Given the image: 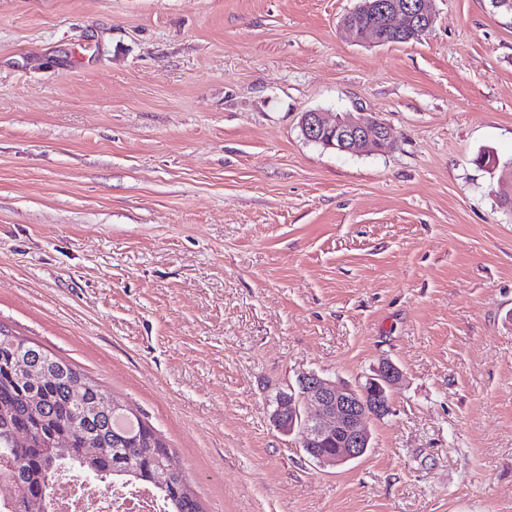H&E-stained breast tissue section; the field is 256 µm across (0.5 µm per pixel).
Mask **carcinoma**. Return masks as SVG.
I'll return each instance as SVG.
<instances>
[{
	"label": "carcinoma",
	"mask_w": 512,
	"mask_h": 512,
	"mask_svg": "<svg viewBox=\"0 0 512 512\" xmlns=\"http://www.w3.org/2000/svg\"><path fill=\"white\" fill-rule=\"evenodd\" d=\"M47 369L28 374L31 359ZM114 398L98 382L38 345L0 327V458L16 465L24 489L21 512H45L46 483L60 462L56 443L71 448L66 463L96 479L147 482L170 504L167 512H202L186 475L170 473V447L162 434L128 406L113 408ZM85 448L107 452L90 458Z\"/></svg>",
	"instance_id": "cac0c4a2"
}]
</instances>
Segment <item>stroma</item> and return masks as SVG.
<instances>
[{
  "mask_svg": "<svg viewBox=\"0 0 512 512\" xmlns=\"http://www.w3.org/2000/svg\"><path fill=\"white\" fill-rule=\"evenodd\" d=\"M0 0V325L143 413L204 512H512V12L434 0ZM369 112L383 153L307 141ZM402 381L366 454L271 413L314 372ZM360 8L379 18L374 25L367 22L377 21L368 14L356 15L352 20L366 27L353 26L350 19L342 20V26L350 35L369 38L376 44L383 42L384 33L403 34L416 29L427 32L435 21L433 0H362ZM366 21V22H365Z\"/></svg>",
  "mask_w": 512,
  "mask_h": 512,
  "instance_id": "1",
  "label": "stroma"
}]
</instances>
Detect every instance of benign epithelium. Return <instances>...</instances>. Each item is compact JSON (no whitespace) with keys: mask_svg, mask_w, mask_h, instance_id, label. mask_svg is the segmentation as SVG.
I'll return each instance as SVG.
<instances>
[{"mask_svg":"<svg viewBox=\"0 0 512 512\" xmlns=\"http://www.w3.org/2000/svg\"><path fill=\"white\" fill-rule=\"evenodd\" d=\"M361 8L376 15L379 22L357 27L347 19L342 21V26L349 34L376 44L383 42L386 32L403 34L416 29L426 32L435 21L433 0H362ZM300 127L306 139L326 140L344 152L364 148L387 150L392 145L389 128L367 112L328 117L310 111L302 115ZM401 379L402 372L395 364L382 363L377 373L368 378L367 388H371L374 402L366 408L360 398L366 388L352 387L314 372L304 373L298 377V391L277 395L273 421L283 433L295 435L301 448L311 449L322 439L336 438L342 444L336 455L313 454L311 460L323 466H340L370 447L367 422L388 415L387 390Z\"/></svg>","mask_w":512,"mask_h":512,"instance_id":"benign-epithelium-1","label":"benign epithelium"}]
</instances>
